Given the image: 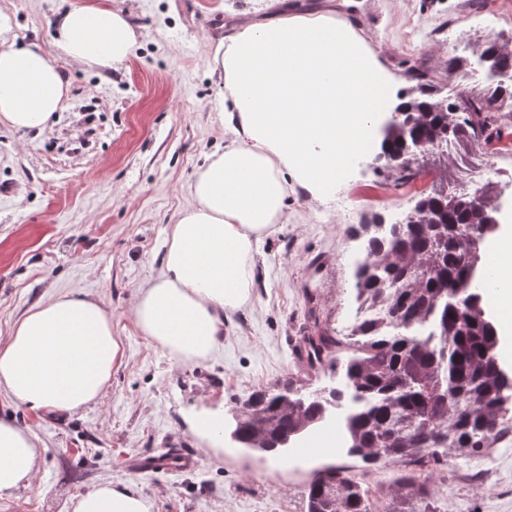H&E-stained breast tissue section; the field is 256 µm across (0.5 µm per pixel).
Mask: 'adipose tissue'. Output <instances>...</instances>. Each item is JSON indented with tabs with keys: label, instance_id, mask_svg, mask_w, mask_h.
<instances>
[{
	"label": "adipose tissue",
	"instance_id": "ef3b65f1",
	"mask_svg": "<svg viewBox=\"0 0 512 512\" xmlns=\"http://www.w3.org/2000/svg\"><path fill=\"white\" fill-rule=\"evenodd\" d=\"M14 27L0 11V123L17 130L45 128L62 109L69 87L55 56L113 68L137 45L128 11L111 0L68 5L47 47L18 41ZM211 63L233 138L197 171L162 273L132 310L139 332L184 364L208 357L225 315L249 303L254 252L281 223L289 183L329 200L371 136L385 89L399 82L359 32L325 14L241 23L212 48ZM121 355L99 300L58 295L0 337V392L32 411L77 412L102 398ZM38 457L32 430L0 420V498L31 483ZM152 508L148 496L109 481L70 504L71 512Z\"/></svg>",
	"mask_w": 512,
	"mask_h": 512
}]
</instances>
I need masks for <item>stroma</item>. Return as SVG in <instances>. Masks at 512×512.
I'll return each mask as SVG.
<instances>
[{
	"label": "stroma",
	"instance_id": "stroma-1",
	"mask_svg": "<svg viewBox=\"0 0 512 512\" xmlns=\"http://www.w3.org/2000/svg\"><path fill=\"white\" fill-rule=\"evenodd\" d=\"M134 0L139 38L116 68L56 64L70 85L61 112L42 130L0 125V337L38 303L88 295L112 314L123 355L106 395L76 413H34L0 393V418L30 428L40 448L29 486L0 498V512H66L71 499L105 481L151 498L153 512H307L317 473L336 464L368 490L383 512L395 466L368 465L340 453L287 458L225 439L213 453L185 420L204 403L224 407L233 429L239 402L288 378L311 388L341 381L339 369H304L295 351L313 327L346 338L358 316L353 241L364 217L400 220L416 196L440 183L427 176L402 187L373 155L355 160L333 199L315 202L293 186L277 232L255 255L250 303L228 314L218 348L179 364L137 330L131 309L140 286L162 268L167 236L188 204L206 156L231 133L215 109L223 83L209 47L243 20L331 10L357 23L370 46L399 76L420 67L443 94H480L492 84L476 47L494 36L512 43V0ZM62 0H0L20 41L48 43ZM463 65L449 71L448 60ZM505 135L490 144H449V195L486 182L495 202L512 203V101ZM189 448L195 468L142 473L132 459ZM437 512H512V451L503 443L479 457L451 456L427 476Z\"/></svg>",
	"mask_w": 512,
	"mask_h": 512
}]
</instances>
